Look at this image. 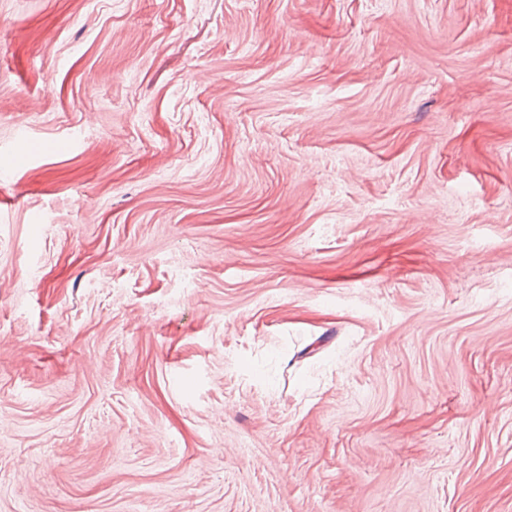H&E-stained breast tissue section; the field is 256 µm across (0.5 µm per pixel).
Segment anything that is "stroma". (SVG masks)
<instances>
[{
	"label": "stroma",
	"mask_w": 512,
	"mask_h": 512,
	"mask_svg": "<svg viewBox=\"0 0 512 512\" xmlns=\"http://www.w3.org/2000/svg\"><path fill=\"white\" fill-rule=\"evenodd\" d=\"M18 154L0 512H512V0H0Z\"/></svg>",
	"instance_id": "stroma-1"
}]
</instances>
